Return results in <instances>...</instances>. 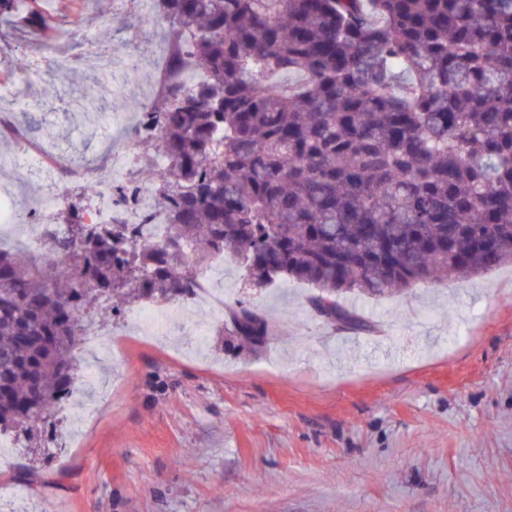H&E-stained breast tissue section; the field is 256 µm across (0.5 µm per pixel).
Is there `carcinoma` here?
I'll list each match as a JSON object with an SVG mask.
<instances>
[{
    "instance_id": "1",
    "label": "carcinoma",
    "mask_w": 512,
    "mask_h": 512,
    "mask_svg": "<svg viewBox=\"0 0 512 512\" xmlns=\"http://www.w3.org/2000/svg\"><path fill=\"white\" fill-rule=\"evenodd\" d=\"M168 60L143 147L167 237L81 232L36 257L0 245V433L46 419L76 380L80 316L104 297L174 301L234 255L257 285L317 290L328 322L378 298L512 263V0H154ZM48 32L39 0L0 25ZM230 336L272 330L247 308Z\"/></svg>"
}]
</instances>
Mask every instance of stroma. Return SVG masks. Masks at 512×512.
Here are the masks:
<instances>
[{
	"mask_svg": "<svg viewBox=\"0 0 512 512\" xmlns=\"http://www.w3.org/2000/svg\"><path fill=\"white\" fill-rule=\"evenodd\" d=\"M99 34L119 48L155 41L136 14ZM50 53L11 44L26 85L12 118L53 152L103 160L102 115L145 105L88 100L73 110L85 71L50 72ZM218 285L265 312L274 338L260 352L225 346L221 323L190 307L150 340L136 306L99 327L119 357L93 368L105 393L83 435L54 412L37 442L20 441L0 468V512L21 490L37 512H512V265L471 279L418 285L397 298L350 296L371 331L317 316L311 285L256 287L229 260Z\"/></svg>",
	"mask_w": 512,
	"mask_h": 512,
	"instance_id": "stroma-1",
	"label": "stroma"
}]
</instances>
